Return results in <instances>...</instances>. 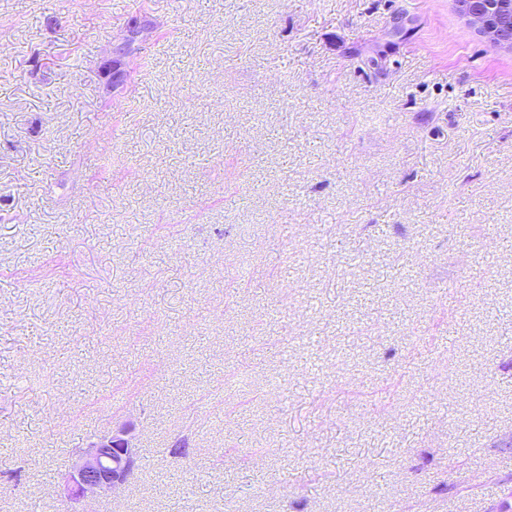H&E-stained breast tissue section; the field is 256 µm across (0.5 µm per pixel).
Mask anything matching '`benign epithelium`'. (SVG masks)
<instances>
[{"instance_id":"obj_1","label":"benign epithelium","mask_w":512,"mask_h":512,"mask_svg":"<svg viewBox=\"0 0 512 512\" xmlns=\"http://www.w3.org/2000/svg\"><path fill=\"white\" fill-rule=\"evenodd\" d=\"M459 11L477 31L491 42L512 49V37L504 33L500 9L512 0H455ZM137 462L132 426L112 428L79 449L65 474V490L71 501H80L102 493H117L133 476Z\"/></svg>"}]
</instances>
